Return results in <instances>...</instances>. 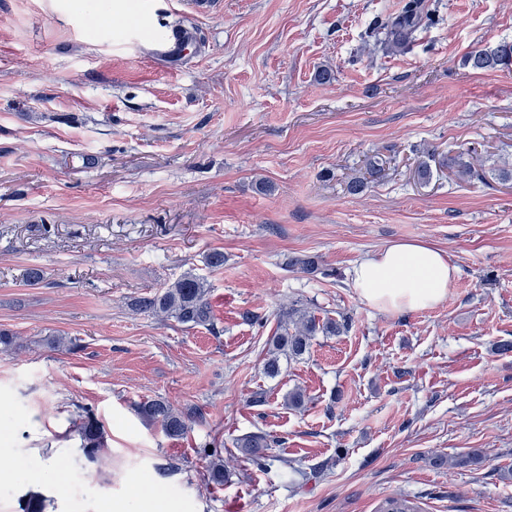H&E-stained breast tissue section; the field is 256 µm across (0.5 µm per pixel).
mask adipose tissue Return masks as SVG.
I'll list each match as a JSON object with an SVG mask.
<instances>
[{"instance_id": "obj_1", "label": "adipose tissue", "mask_w": 512, "mask_h": 512, "mask_svg": "<svg viewBox=\"0 0 512 512\" xmlns=\"http://www.w3.org/2000/svg\"><path fill=\"white\" fill-rule=\"evenodd\" d=\"M457 268L446 254L417 241L393 243L354 270L353 285L382 311H417L447 299Z\"/></svg>"}]
</instances>
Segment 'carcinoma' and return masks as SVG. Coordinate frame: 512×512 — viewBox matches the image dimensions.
I'll return each instance as SVG.
<instances>
[{"mask_svg":"<svg viewBox=\"0 0 512 512\" xmlns=\"http://www.w3.org/2000/svg\"><path fill=\"white\" fill-rule=\"evenodd\" d=\"M429 20L421 0H408L404 9L390 18L384 27V43L395 50L406 48L414 33ZM464 65L475 71L509 70L512 68V43L502 42L495 47L476 49L464 59ZM208 281L190 271L166 284L155 293L141 297L133 304V309L146 313L160 321L173 320L186 329L212 325V315L208 301ZM345 328V324L334 318L318 319L306 308L293 304L282 310L277 328L269 339L268 357L264 363L265 373L275 377L281 370V359H299L308 350L310 341L321 333L335 336ZM141 414L160 425L163 433L171 438L184 435L187 422L183 413L161 400H148L140 406ZM80 440V447L89 457L104 447L105 433L100 422L91 414L81 416L74 429ZM272 440L263 433H247L235 439L245 458L262 463L268 457ZM207 477L215 483L224 482V458L218 450L211 451ZM485 460L482 452L474 450L452 460L436 456L432 464L438 468L447 465L467 467Z\"/></svg>","mask_w":512,"mask_h":512,"instance_id":"carcinoma-1","label":"carcinoma"}]
</instances>
